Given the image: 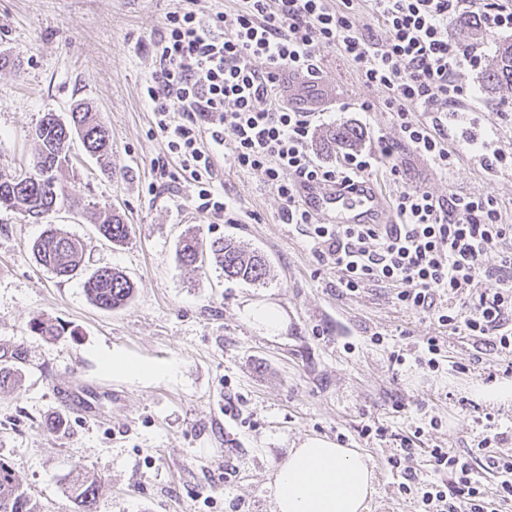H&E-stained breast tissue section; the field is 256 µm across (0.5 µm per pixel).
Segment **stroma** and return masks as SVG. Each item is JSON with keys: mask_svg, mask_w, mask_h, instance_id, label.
<instances>
[{"mask_svg": "<svg viewBox=\"0 0 512 512\" xmlns=\"http://www.w3.org/2000/svg\"><path fill=\"white\" fill-rule=\"evenodd\" d=\"M181 0H0V53L21 63L0 69V173L32 167V133L44 113L67 116L78 102L98 112L112 140V168L102 170L73 142L58 175L68 193L91 209L124 214L134 234L124 246L102 239L94 224L68 210L33 221L0 209V347H22L27 361L13 388L0 390V459L42 512H72L66 490L80 470L101 476L97 512H271L268 475L302 439H336L369 455L375 491L368 512H415L387 465L396 435H412L424 417L442 425L421 438L407 462L420 479L434 445L466 454L484 435L485 413L512 429V402L476 398L501 358L488 339L461 336L403 307L393 287L372 283L350 293L331 264L315 253L305 229L279 220L282 202L258 171L231 157L215 164V187L236 206L217 220L197 208L195 189L177 154L154 123L145 86L156 66L155 43ZM314 135L348 124L364 132L363 147L399 132L386 94L365 86L333 50L318 52ZM465 105L497 153L512 156V92L487 89L477 71ZM373 105L361 111L362 102ZM457 168L440 172L407 146L394 161L405 182L444 197L449 191L497 198L512 222V165L498 176L473 167V146H455ZM168 176L159 178L157 165ZM56 225L86 244L85 266L119 269L135 283L128 306L103 310L89 299L84 276L60 279L35 259L33 242ZM228 237L262 252L270 278L258 287L228 281L214 261L192 270L176 259L179 238ZM276 304L281 329L253 325L245 307ZM59 325L49 340L34 319ZM383 344L376 345L372 336ZM442 337L446 361L430 372L389 360L392 347L413 349ZM120 353L152 364L147 380L116 376L108 357ZM98 393L93 414L68 403L63 390ZM404 411H395V403ZM64 419L51 434L46 422ZM388 429L389 439L362 437L363 425Z\"/></svg>", "mask_w": 512, "mask_h": 512, "instance_id": "obj_1", "label": "stroma"}]
</instances>
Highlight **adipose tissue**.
Instances as JSON below:
<instances>
[{
    "label": "adipose tissue",
    "instance_id": "1",
    "mask_svg": "<svg viewBox=\"0 0 512 512\" xmlns=\"http://www.w3.org/2000/svg\"><path fill=\"white\" fill-rule=\"evenodd\" d=\"M374 480L365 454L308 437L271 473L273 512H366Z\"/></svg>",
    "mask_w": 512,
    "mask_h": 512
}]
</instances>
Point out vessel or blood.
<instances>
[{
  "mask_svg": "<svg viewBox=\"0 0 512 512\" xmlns=\"http://www.w3.org/2000/svg\"><path fill=\"white\" fill-rule=\"evenodd\" d=\"M304 202L333 224H381L385 221V199L372 182L351 188L312 187L302 193Z\"/></svg>",
  "mask_w": 512,
  "mask_h": 512,
  "instance_id": "b4317fda",
  "label": "vessel or blood"
}]
</instances>
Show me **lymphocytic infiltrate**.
I'll return each mask as SVG.
<instances>
[{
  "instance_id": "lymphocytic-infiltrate-1",
  "label": "lymphocytic infiltrate",
  "mask_w": 512,
  "mask_h": 512,
  "mask_svg": "<svg viewBox=\"0 0 512 512\" xmlns=\"http://www.w3.org/2000/svg\"><path fill=\"white\" fill-rule=\"evenodd\" d=\"M361 3L386 27L384 41L354 27ZM464 15L484 31H512V0H240L230 21L182 8L167 17L147 96L169 150L197 187L201 210L221 217L231 208L213 185L214 160L203 146L208 137L230 144L240 170L264 174L282 201L281 223L308 226L314 251L336 268L341 288L391 284L407 309L460 334L491 337L512 373V224L504 222L498 200L458 192L440 198L405 185L395 199L393 223H320L302 203L301 186L365 181L379 157H391L393 150L385 145L377 152H346L339 163L320 160L312 150V113L287 103L280 91L282 73L315 78L317 49H335L366 86L387 91L385 105L402 142L448 172L458 164L457 153L448 149L442 130L418 115L457 111L473 94L458 75L481 69L484 54L449 32ZM259 59L264 68L256 67ZM491 251L498 274L480 289V262ZM439 294L448 296L449 306H436ZM412 452L411 440L401 439L399 455L387 464L418 512H488L491 504L512 503V457L486 456L487 469L499 476L488 488L467 459L442 447L430 456L445 480H419L401 467Z\"/></svg>"
}]
</instances>
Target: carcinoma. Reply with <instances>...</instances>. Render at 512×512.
<instances>
[{
	"mask_svg": "<svg viewBox=\"0 0 512 512\" xmlns=\"http://www.w3.org/2000/svg\"><path fill=\"white\" fill-rule=\"evenodd\" d=\"M485 86L492 90L512 89V43L503 45L495 63L483 75ZM35 140L38 150L32 169L39 179L24 189H17L13 179L0 175V208L20 206L34 221L66 204L74 209L80 200L69 198L58 183L57 173L68 165L70 142L77 137L84 149L91 151L103 164H110L112 142L109 130L97 113L80 104L75 105L68 120L53 112L44 113L36 126ZM362 131L352 125L330 129L324 139L329 149L336 146L358 145ZM99 235L115 246H122L131 239L132 227L119 213L113 211L95 217ZM37 262L60 278H71L83 271L84 243L68 233L49 227L32 245ZM215 260L224 270V279L253 284L265 282L269 275L268 263L257 253H247L226 238L210 245ZM203 256L202 243L194 236L184 237L177 246V259L185 266L196 265ZM90 300L99 308L116 310L127 306L134 295V283L125 274L110 267L94 270L85 282ZM26 354L20 347L0 350V389L14 381ZM101 480L78 474L70 486V498L74 512H96ZM0 512H40L39 504L21 486L12 469L0 461Z\"/></svg>",
	"mask_w": 512,
	"mask_h": 512,
	"instance_id": "cac0c4a2",
	"label": "carcinoma"
}]
</instances>
